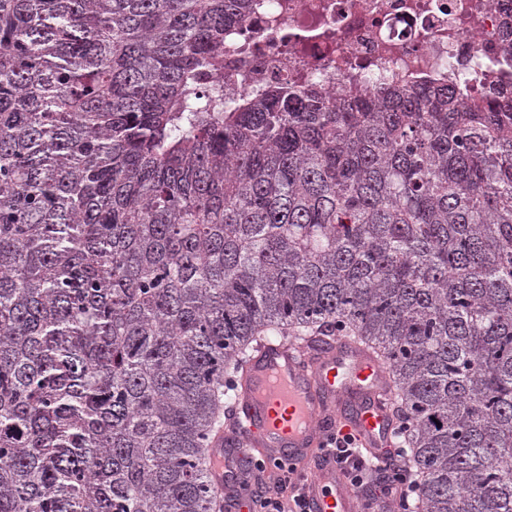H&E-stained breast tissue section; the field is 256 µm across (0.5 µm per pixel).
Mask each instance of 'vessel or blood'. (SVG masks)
Returning <instances> with one entry per match:
<instances>
[{"instance_id":"obj_1","label":"vessel or blood","mask_w":512,"mask_h":512,"mask_svg":"<svg viewBox=\"0 0 512 512\" xmlns=\"http://www.w3.org/2000/svg\"><path fill=\"white\" fill-rule=\"evenodd\" d=\"M233 398L237 424L226 437L211 439L208 462L224 512H251L249 497L233 482L231 461L255 454L271 465L298 466L308 512H383L377 504L362 508L322 449L337 428L370 453L394 446L388 370L378 357L345 337L311 347L286 339L265 342L250 355Z\"/></svg>"}]
</instances>
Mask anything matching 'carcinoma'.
I'll return each instance as SVG.
<instances>
[{
    "instance_id": "carcinoma-1",
    "label": "carcinoma",
    "mask_w": 512,
    "mask_h": 512,
    "mask_svg": "<svg viewBox=\"0 0 512 512\" xmlns=\"http://www.w3.org/2000/svg\"><path fill=\"white\" fill-rule=\"evenodd\" d=\"M255 0H0V512H221L253 345L352 333L418 512H512V95L224 101Z\"/></svg>"
}]
</instances>
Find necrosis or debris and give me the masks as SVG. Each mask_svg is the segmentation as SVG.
<instances>
[{
  "label": "necrosis or debris",
  "mask_w": 512,
  "mask_h": 512,
  "mask_svg": "<svg viewBox=\"0 0 512 512\" xmlns=\"http://www.w3.org/2000/svg\"><path fill=\"white\" fill-rule=\"evenodd\" d=\"M422 79L512 91V0H260L226 31L223 74L199 83L236 100L280 82L341 98Z\"/></svg>",
  "instance_id": "4bbe7bcc"
}]
</instances>
